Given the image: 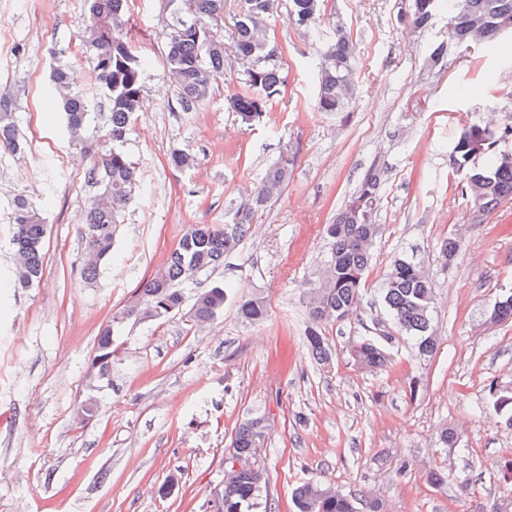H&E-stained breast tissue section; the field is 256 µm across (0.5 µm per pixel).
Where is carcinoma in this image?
Wrapping results in <instances>:
<instances>
[{"instance_id": "cac0c4a2", "label": "carcinoma", "mask_w": 512, "mask_h": 512, "mask_svg": "<svg viewBox=\"0 0 512 512\" xmlns=\"http://www.w3.org/2000/svg\"><path fill=\"white\" fill-rule=\"evenodd\" d=\"M88 23L81 34L85 52L93 62L94 83L109 104V117L103 142L91 152L87 180L97 188L90 201L81 234L85 242L82 277L91 282L99 267L112 253L117 225L139 181L135 164L120 148L131 123L144 104L143 81L149 61L135 55L124 40L126 0H86ZM175 16L167 34L166 70L177 99L186 112L205 106L213 88L224 78V0H168ZM448 6L447 0H411L406 22L426 26L435 14ZM278 8V0H241L234 23L231 52L243 66L241 91L228 100L229 108L246 125L266 116L271 100L284 85L277 52L266 34V19ZM321 0H288V22L304 34L313 32L320 20ZM512 27V0H454L448 17V32L457 45L478 46L487 53L504 51L500 29ZM64 50L52 52L55 111L64 117L70 143L86 148L85 131L91 112L88 97L71 82L69 65L62 61ZM355 46L346 29L336 26L334 42L322 57L318 69L317 104L324 112L339 114L353 96ZM512 136V125L496 128L491 123H475L463 128L452 148V161L463 176L474 207L491 214L512 199V152H498L496 146ZM0 147L21 150L10 103L0 100ZM486 166H471L475 160ZM292 157L283 153L268 167L250 199L240 203L222 224H191L170 252L161 275H154L138 288V299L121 308L97 338L93 366L100 376L112 369L119 346L114 325L128 320H159L183 310L185 296L181 285L197 273L224 263V256L239 249L253 224L255 211L278 195L288 181ZM384 174L373 167L351 195L336 222L327 226L330 253L323 270L308 282L307 306L311 325L306 334L314 359H329L328 342L321 326L349 317L357 308L365 274L372 261V247L381 231L376 223ZM15 259L26 273L21 287L38 281L43 272V241L47 232L43 209L19 196L14 201ZM228 287L214 286L196 294L189 310L192 320L205 324L224 308ZM383 307L400 332L414 340L418 354L431 356L438 348L433 334V286L420 264L399 256L392 263L381 295ZM238 317L246 323L265 319L263 298L240 295ZM491 317L512 322V294L498 298ZM350 358L367 371H377L389 363L385 347L362 337L350 345ZM493 408L507 415L512 425V393L495 395ZM99 405L92 395L83 399L75 417L85 422L97 415ZM268 430L264 415L252 414L236 428L232 448L240 456L262 445ZM264 484L262 470L243 465L237 470L224 468L221 497L212 500L211 512H252ZM297 512H358L357 496L317 481H306L294 491Z\"/></svg>"}]
</instances>
